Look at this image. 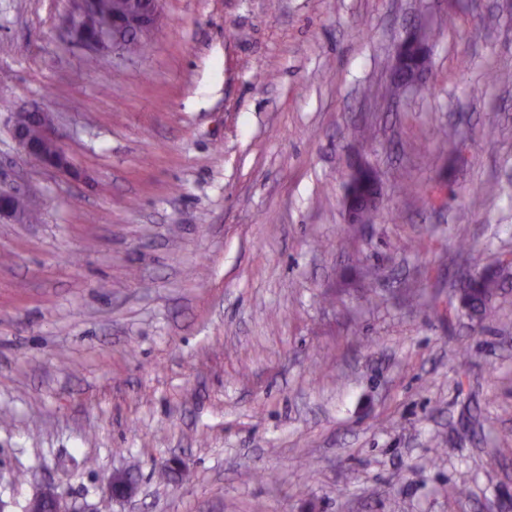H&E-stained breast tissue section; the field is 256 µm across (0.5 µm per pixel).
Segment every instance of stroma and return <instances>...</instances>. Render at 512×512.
<instances>
[{
    "instance_id": "stroma-1",
    "label": "stroma",
    "mask_w": 512,
    "mask_h": 512,
    "mask_svg": "<svg viewBox=\"0 0 512 512\" xmlns=\"http://www.w3.org/2000/svg\"><path fill=\"white\" fill-rule=\"evenodd\" d=\"M70 9L0 0V187L37 215L0 220V512L49 487L68 512H512V273L493 321L446 313L512 252V82L487 77L512 0H161L92 66ZM423 27V83L391 93ZM34 108L70 170L16 142ZM144 6L139 9L137 20L132 23L128 33L136 36L140 41L149 36L159 19L160 0H141ZM367 171L373 174L375 181L372 182L370 190L360 196L355 190L362 184ZM380 188V182L370 166L360 163L352 168L344 192V207L348 223L365 224L368 214L378 208Z\"/></svg>"
}]
</instances>
